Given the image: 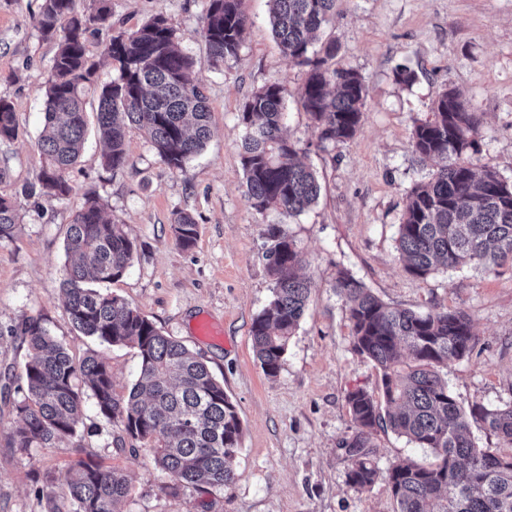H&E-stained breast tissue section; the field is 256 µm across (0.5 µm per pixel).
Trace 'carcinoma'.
<instances>
[{
  "instance_id": "cac0c4a2",
  "label": "carcinoma",
  "mask_w": 512,
  "mask_h": 512,
  "mask_svg": "<svg viewBox=\"0 0 512 512\" xmlns=\"http://www.w3.org/2000/svg\"><path fill=\"white\" fill-rule=\"evenodd\" d=\"M78 0H43L36 17L39 31L52 36L67 19L51 65L44 97V123L38 141L44 163L29 187L58 198L69 195L67 173L83 149L87 121L84 97H98L97 127L106 144L103 165L126 166L125 134L140 129L163 163L181 169L210 137L211 113L202 79L183 53L175 29L156 16L132 32L110 39L105 54L117 75L101 82L88 62L91 26L109 25L106 0L95 12L78 11ZM269 23L282 55L306 69L299 91L314 122L318 142L336 145L358 132L366 90L360 74L336 64V42L314 49L333 18L336 0H268ZM248 16L242 0H209L201 36L211 68L240 57ZM287 88L280 82L253 92L240 121L244 197L259 213L275 210L298 216L317 203L321 184L299 159L284 135ZM432 118L415 126L412 153L435 170L406 193L396 251L404 270L425 280L440 269L473 267L489 273L512 269V183L493 170L477 172L470 156L479 149L481 116L459 93L444 90L434 100ZM17 134L12 103L0 99V142ZM20 223L12 199L0 196V241L14 238ZM180 246L197 238V224L176 214ZM67 263L61 288L75 329L112 346L136 349L140 374L127 395L115 394L112 375L96 354L75 366L66 345L38 317L22 319L15 334L27 342L25 387L14 402L17 420L12 443L22 450L54 448L77 434L85 396L97 414L118 422L167 477L163 489L222 488L236 477L242 421L207 364L176 339L164 335L137 308L105 290L131 266L135 245L123 225L106 219L97 199L86 198L70 224ZM263 258L272 280V297L253 319L251 336L264 373L280 371L288 342L305 313L311 282L300 274L305 260L297 241L280 227L265 232ZM336 294L345 302L355 352L381 372V397L358 389L346 400L355 431L344 442L351 460L349 483L357 489L380 477L374 461V436L391 430L434 461L402 460L385 475L396 512H512V453L484 448L472 423L512 447V404L473 405L465 411L448 388L442 371L468 356L476 343L470 318L462 311L435 308L427 313L394 307L346 270L336 274ZM66 494H42V512H123L130 495L127 479L89 457L62 477Z\"/></svg>"
}]
</instances>
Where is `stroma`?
<instances>
[{
    "label": "stroma",
    "mask_w": 512,
    "mask_h": 512,
    "mask_svg": "<svg viewBox=\"0 0 512 512\" xmlns=\"http://www.w3.org/2000/svg\"><path fill=\"white\" fill-rule=\"evenodd\" d=\"M108 4L109 26L86 42L100 81L116 75L105 54L112 34L164 16L206 84L211 137L179 170L160 161L140 130L128 128V162L115 172L103 166V145L92 132L67 175L68 197L24 196V185L35 181L42 165L37 139L60 39L44 37L34 25L41 0H0V99L13 103L17 124L16 138L0 142V195L13 197L21 214L13 240L0 242V512H40L47 476L86 456L126 476L131 495L125 512H394L385 480L362 491L348 480L351 462L341 442L355 425L346 396L358 388L380 393L381 375L354 351L346 306L333 285L337 271L346 270L389 304L464 311L476 344L448 366L452 395L466 408L512 403V270L465 267L417 280L403 270L395 243L407 190L433 171L416 161L412 131L430 119L443 89L459 91L481 115L474 169L512 181V0H337L324 35L338 46L337 63L361 75L366 107L352 139L325 147L299 103L306 72L276 46L267 0H244L249 24L241 56L218 70L209 66L200 35L208 0ZM401 65L415 73L412 83L400 80ZM273 81L288 89L286 134L322 186L318 203L290 218L257 213L244 197L240 112L252 92ZM89 194L136 245L131 267L111 292L203 357L237 407L242 443L236 477L224 488L163 491L165 477L148 454L132 452L130 437L99 417L90 400L75 437L25 452L11 444L27 344L10 329L22 318L41 317L74 361L96 352L117 395H126L139 374L134 349L81 334L63 305L64 239ZM179 212L198 226L188 249L175 239ZM271 224L283 225L297 241L312 280L308 307L273 378L264 374L250 333L272 295L262 258ZM203 317L221 331L220 340L196 336ZM375 444L383 472L403 459L433 460L430 450L390 431L378 432Z\"/></svg>",
    "instance_id": "stroma-1"
}]
</instances>
